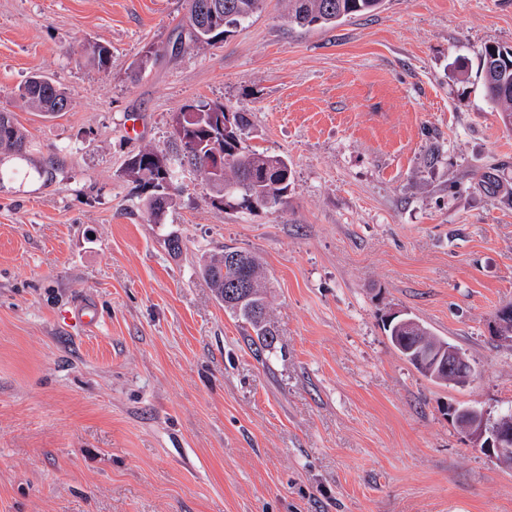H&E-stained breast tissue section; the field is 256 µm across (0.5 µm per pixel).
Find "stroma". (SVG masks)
Wrapping results in <instances>:
<instances>
[{
    "label": "stroma",
    "mask_w": 512,
    "mask_h": 512,
    "mask_svg": "<svg viewBox=\"0 0 512 512\" xmlns=\"http://www.w3.org/2000/svg\"><path fill=\"white\" fill-rule=\"evenodd\" d=\"M185 6L0 0V110L29 140L25 177L0 182V512H512V466L448 414L512 408V347L488 334L512 305V208L477 183L494 163L512 188L481 80L483 47L512 48V0H385L333 28L264 0L175 55ZM94 42L107 71L80 54ZM35 74L68 112L27 109ZM199 100L288 156L284 206L213 205L188 168L150 220L125 161L175 154L173 115ZM227 246L271 279L260 356L199 270ZM390 310L465 352L470 383L419 374Z\"/></svg>",
    "instance_id": "1"
}]
</instances>
